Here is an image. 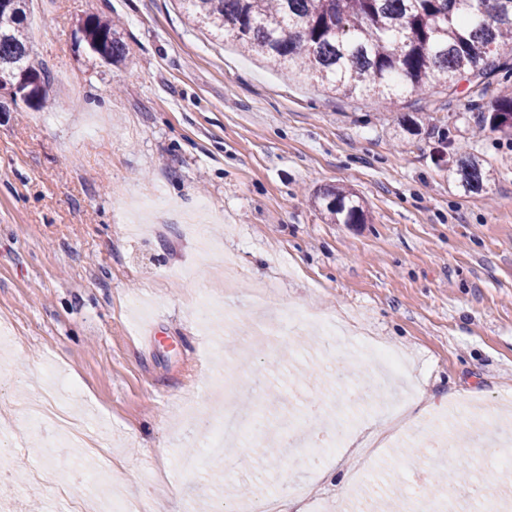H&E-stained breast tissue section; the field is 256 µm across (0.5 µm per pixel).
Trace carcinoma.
<instances>
[{
	"mask_svg": "<svg viewBox=\"0 0 512 512\" xmlns=\"http://www.w3.org/2000/svg\"><path fill=\"white\" fill-rule=\"evenodd\" d=\"M194 19L251 55L289 74L328 85L344 96L372 94L388 103L398 94L471 77L483 90L494 70L491 54L512 41V0H179ZM31 0L0 8V73L16 76L12 102H48L49 72L32 57L24 25ZM89 52L112 65L128 54L112 19L89 15L81 26ZM491 132L512 136V96H495L484 115ZM467 192L484 190L491 172L458 153L450 168ZM317 203L334 224H364L351 192L321 190Z\"/></svg>",
	"mask_w": 512,
	"mask_h": 512,
	"instance_id": "obj_1",
	"label": "carcinoma"
}]
</instances>
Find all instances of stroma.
<instances>
[{"label":"stroma","mask_w":512,"mask_h":512,"mask_svg":"<svg viewBox=\"0 0 512 512\" xmlns=\"http://www.w3.org/2000/svg\"><path fill=\"white\" fill-rule=\"evenodd\" d=\"M121 22L129 53L105 66L77 42L88 15ZM33 51L49 70L50 108L0 112V429L15 444L0 477L21 488L22 512H43L32 479L52 470L77 512H101L87 479L99 451L28 429L20 402L47 381L78 387L75 412L104 437L111 497L151 512H212L228 472L212 459L185 406L206 412L215 381L247 403L256 373L285 390L265 415L262 446L248 448L237 480L265 496L271 479L305 482L329 512L419 495L438 501L449 478L460 498L474 482L512 495L505 447L484 446L485 413L512 408V137L483 131L492 95L512 90V48L498 49L489 91L467 81L426 85L385 106L291 79L241 56L176 0H33ZM474 154L492 172L479 193L459 187L448 159ZM326 186L363 203V224H334L314 202ZM233 253L224 284L214 251ZM272 298L254 303L257 289ZM213 306L212 325L191 308ZM295 311L276 342H242L224 329ZM349 321L332 345L351 378L321 356L325 333L305 317ZM392 347L414 381L405 394L376 384L358 363L364 342ZM350 387L368 398L353 425L386 437L372 476L336 451L294 472L271 466L280 426L319 408L305 435L328 433ZM473 402L485 411L461 419ZM454 436L461 460L429 453ZM196 470L181 469L187 449Z\"/></svg>","instance_id":"obj_1"}]
</instances>
